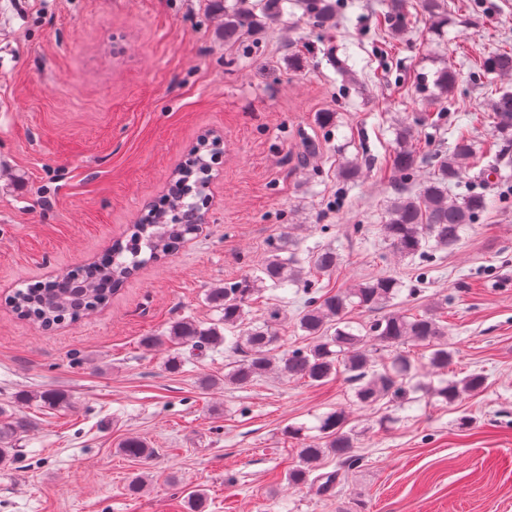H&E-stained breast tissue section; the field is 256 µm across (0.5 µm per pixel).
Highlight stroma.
Wrapping results in <instances>:
<instances>
[{"label": "stroma", "instance_id": "obj_1", "mask_svg": "<svg viewBox=\"0 0 512 512\" xmlns=\"http://www.w3.org/2000/svg\"><path fill=\"white\" fill-rule=\"evenodd\" d=\"M446 2L440 33L419 0L397 37L375 30L378 0H345L327 29L290 6L228 47L202 0H0V406L32 423L0 465V512H184L196 490L205 512H512V146L501 176L460 183L495 205L453 250L403 259L380 233L400 121L441 115L418 129L424 178L452 128L471 125L478 149L494 134L488 88L504 80L470 73L512 47V0ZM444 69L458 76L448 95L434 84ZM205 135L224 141L209 224L80 322L46 331L13 313L16 289L125 237ZM292 224L300 249L341 256L316 290L385 274L415 290L394 310L442 302L448 372L482 373L485 388L451 405L363 408L343 374L238 388L224 382L235 356L223 348L182 349L172 371L171 346H142L175 321L209 323L208 289L240 280ZM43 390L72 409L19 399ZM336 409L361 467L329 495L289 484L299 444L287 427ZM130 436L151 459L119 453ZM139 475L146 487L130 494Z\"/></svg>", "mask_w": 512, "mask_h": 512}]
</instances>
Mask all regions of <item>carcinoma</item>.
I'll return each mask as SVG.
<instances>
[{
	"label": "carcinoma",
	"mask_w": 512,
	"mask_h": 512,
	"mask_svg": "<svg viewBox=\"0 0 512 512\" xmlns=\"http://www.w3.org/2000/svg\"><path fill=\"white\" fill-rule=\"evenodd\" d=\"M423 7L437 26L448 23L443 12V0H422ZM284 0H237L236 7L224 11V0H204L205 9L217 20L218 35L226 43H237L253 26L266 20L278 21ZM405 0H388L382 12L384 25H400L404 17ZM305 10L312 23L323 26L336 16V0H305ZM478 75L512 76V49H500L487 58ZM490 111L494 112L496 138L489 141L483 152L474 150L467 126L454 129L455 144L451 153L439 157L435 178L416 184L424 154L417 147L410 125L397 134V147L390 156L391 169L406 187L391 202L381 230L385 240L401 256H432L440 249H452L462 239L477 216L490 207L485 194L470 192L462 197L448 195L450 187L489 157L500 155V142H512V89H499L491 95ZM223 153L217 137L200 138L175 171L177 190L170 192L162 204L133 225L130 238L112 243L109 254L70 276L38 282L19 290L11 299L14 312L43 328L69 320L76 322L105 305L119 289L131 271L147 260L156 261L176 250L193 234L197 225L187 216L200 211V203L212 179V164ZM291 224L262 264L242 280L211 288L207 302L222 312L219 322L205 327L195 321L181 320L171 325L166 336H145L142 344L153 348L170 343L174 349H224L244 358L235 362L224 376L228 382L247 386L258 378L276 372L287 379H305L312 385L322 384L339 374L358 383L354 397L363 407H372L387 400L410 402V393L417 368L403 350L414 342L429 351L428 365L443 373L453 361L448 349V327L438 314L426 311L407 316L390 311L368 323L353 324L347 314L354 308L379 310L399 298L405 285L391 276L379 275L365 279L335 293L309 297L298 313L297 324L308 343L291 351L275 353L280 330L286 321L284 310L270 307L261 323L246 325L252 297L262 288L282 289L288 286L309 289L312 273L327 274L339 264L331 248L315 247L300 255L296 230ZM485 385V378L471 373L461 379L441 381L430 394L452 404L464 393H474ZM28 401L37 400L57 410H68L71 401L55 391L27 393ZM31 422L24 416L6 413L0 408V463L16 452V442L27 432ZM317 439L302 443L299 464L288 473V482L310 483L317 492H329L339 481V473L331 472L311 477L313 468L323 457L332 455L342 464L358 462L352 454L353 429L347 428V416L342 411L330 412L319 419ZM121 451L134 459L147 460L153 450L138 437H130Z\"/></svg>",
	"instance_id": "cac0c4a2"
}]
</instances>
